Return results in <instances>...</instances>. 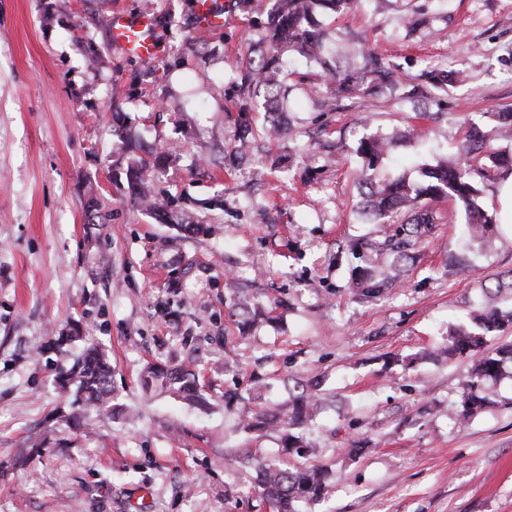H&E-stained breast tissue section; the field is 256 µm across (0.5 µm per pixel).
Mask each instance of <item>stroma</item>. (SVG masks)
<instances>
[{
	"instance_id": "stroma-1",
	"label": "stroma",
	"mask_w": 512,
	"mask_h": 512,
	"mask_svg": "<svg viewBox=\"0 0 512 512\" xmlns=\"http://www.w3.org/2000/svg\"><path fill=\"white\" fill-rule=\"evenodd\" d=\"M213 3L224 27L202 33L196 0H0V461L53 430L41 457L0 475V512H267L254 471L232 463L247 450L328 470L305 512H512V372L462 423L472 361L438 354L485 306L512 309V224L480 241L463 205H436L403 278L373 298L353 286L390 263L379 245L394 232L356 212L360 139H392L381 175L416 181L455 157L464 121L493 131L512 111V0H358L329 16L337 54L370 47L404 81L468 79L438 102L386 93L331 112L321 69L299 60L275 138L262 97L239 110L265 18ZM145 9L159 53L141 62L113 48L107 19ZM420 11L429 26L410 32ZM253 131L258 151L231 159ZM130 136L169 151L153 191L172 219L130 197ZM238 286L264 309L246 333ZM71 323L81 340L55 345ZM88 341L112 363L114 410L75 430L56 418V375ZM188 362L201 403L143 389L147 364ZM313 377L315 455L245 428V405Z\"/></svg>"
}]
</instances>
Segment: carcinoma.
<instances>
[{"instance_id":"obj_1","label":"carcinoma","mask_w":512,"mask_h":512,"mask_svg":"<svg viewBox=\"0 0 512 512\" xmlns=\"http://www.w3.org/2000/svg\"><path fill=\"white\" fill-rule=\"evenodd\" d=\"M243 5L258 14L266 15L263 44L259 45L261 60L246 77L254 91L262 93L266 112L273 115L285 109V95L282 94L280 75L285 67L284 55H297L308 61L319 63L323 74L334 85L330 105L336 106L344 98L366 97L386 89H394L399 80L395 68L385 62L371 49L361 48L347 59V66L337 70L328 63L330 38L320 24L322 12L341 13L353 5V0H242ZM424 82L406 85L403 98L417 100L431 99L445 92L452 84L464 83L468 75L459 71L452 76L429 72L423 75ZM464 146L470 158L460 164L453 160L440 159L427 165L422 171L424 180L411 184L405 178H380L378 168L388 153L389 142L381 136H371L360 141L357 154L361 166L357 180L362 190L361 213L374 224H388L396 216L403 217L395 234L388 239L389 248L398 253L394 267H399L405 250L425 236L428 225L433 223V211L417 205L418 200L462 203L469 209L468 223L474 232L482 235L490 224L491 216L480 209L476 196L482 192L477 181L486 177L494 168L512 170V154L497 149L494 139L476 127L464 131ZM168 160V155L159 153L147 160L140 158L127 170L128 192L147 205L151 196L150 173ZM392 278L375 271L363 272L355 281V291L364 297L382 293ZM478 333L456 332L443 355L447 357L472 356L475 366L469 392L462 401L459 418L466 421L481 412L489 403L485 381L498 376L503 365L512 362V344L492 352H478L482 333L492 332L512 325V310L502 311L491 305L474 317ZM60 390L67 396H74L71 407L74 411L59 414L72 423H81L91 413L112 410V364L95 345L87 346L72 365L57 373ZM143 387L150 391L161 389L185 400L198 398V383L194 372L187 369L166 368L151 365L143 376ZM319 398L308 388L302 389L281 409L271 413L259 406L247 411L246 427L250 430L265 428L271 424L283 433L286 448L300 457L313 453L314 448L307 442L303 429L317 412ZM47 435L39 433L28 441L27 452L11 459L6 467L16 469L25 466L35 455L46 447ZM237 462L254 465L255 480L261 497L275 512H302L301 506L324 496L328 491L324 471L315 466L281 468L259 461L247 454Z\"/></svg>"}]
</instances>
